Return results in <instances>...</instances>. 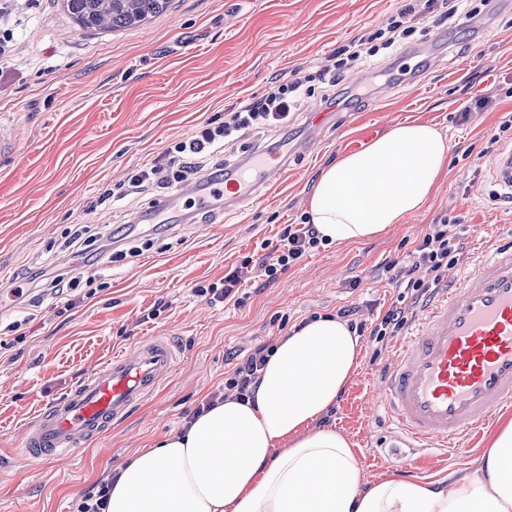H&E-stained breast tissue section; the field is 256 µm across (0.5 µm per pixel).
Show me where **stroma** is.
Masks as SVG:
<instances>
[{"instance_id":"obj_1","label":"stroma","mask_w":512,"mask_h":512,"mask_svg":"<svg viewBox=\"0 0 512 512\" xmlns=\"http://www.w3.org/2000/svg\"><path fill=\"white\" fill-rule=\"evenodd\" d=\"M486 2L473 0L466 25L416 33L404 58L376 57L331 89L315 79L328 53L386 27L404 0H172L143 25L106 32L80 29L62 0H27L0 67V123L15 142L0 162V512H70L135 449L181 428L257 347L352 304L366 320L387 310L399 291L384 266L427 225L456 218L466 268L512 239V204L495 196L478 160L493 135L512 142L499 131L512 119V0L493 12ZM297 71L312 76L311 93L287 128L250 132L224 151L231 162L258 146L286 148L288 169L273 186L235 217L219 208L200 216L186 199L185 219L130 235L129 220L164 195H123L132 169ZM486 95L495 108L478 106ZM318 112L329 113L330 127L314 128ZM405 120L433 124L448 141L446 173L422 211L378 237L320 247L273 282L248 279L241 303L194 293L245 258L261 262L284 225L302 223L325 166ZM82 224L150 247L116 263L104 253L71 256ZM63 258L85 276L86 300L68 309L47 289L13 295L23 276ZM150 336L170 337L178 355L155 395L77 457L46 466L16 454L28 421ZM361 342L356 375L316 422L352 440L360 485L475 471L495 423L467 434L460 454L392 452L397 439L373 377L398 339Z\"/></svg>"}]
</instances>
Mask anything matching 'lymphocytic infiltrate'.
I'll list each match as a JSON object with an SVG mask.
<instances>
[{
    "mask_svg": "<svg viewBox=\"0 0 512 512\" xmlns=\"http://www.w3.org/2000/svg\"><path fill=\"white\" fill-rule=\"evenodd\" d=\"M420 20L418 0H408L386 28L366 33L351 45L334 50L319 70V77L333 82L350 67L366 63L379 53H396L417 33ZM306 83L303 77L275 82L257 100L226 113L223 122L210 121L201 125L186 140L167 148L153 163L132 171L127 178L130 187L136 190L151 186L168 188L191 179L204 169L209 170L211 177L223 176V166L209 167V160L223 152L225 145L233 142L242 130L287 124L291 112L301 105ZM319 245V234L314 225H286L279 244L261 264L264 276L270 280L278 278ZM464 256L462 240L450 234L447 224L429 225L416 237L413 249L406 256L390 261L387 266L392 283L407 291L408 300H396L382 316L369 323L358 320L360 308L356 305L340 309L338 315L356 334H370L375 341L398 335L408 322L411 308L425 303L432 285L440 284L445 271L457 265ZM271 351V346L264 345L252 352L234 368L222 388L206 399V406H214L230 396L243 398L250 385L257 382Z\"/></svg>",
    "mask_w": 512,
    "mask_h": 512,
    "instance_id": "f902f5d3",
    "label": "lymphocytic infiltrate"
}]
</instances>
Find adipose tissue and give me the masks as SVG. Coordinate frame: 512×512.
I'll use <instances>...</instances> for the list:
<instances>
[{
  "label": "adipose tissue",
  "instance_id": "ef3b65f1",
  "mask_svg": "<svg viewBox=\"0 0 512 512\" xmlns=\"http://www.w3.org/2000/svg\"><path fill=\"white\" fill-rule=\"evenodd\" d=\"M448 157L436 126L400 121L322 169L306 213L327 244L405 223L433 197ZM359 336L318 317L281 338L250 398L225 399L184 430L138 449L106 512H512V416H501L473 473L387 477L356 491L352 441L314 423L362 360Z\"/></svg>",
  "mask_w": 512,
  "mask_h": 512
}]
</instances>
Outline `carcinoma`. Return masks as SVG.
<instances>
[{"instance_id":"obj_1","label":"carcinoma","mask_w":512,"mask_h":512,"mask_svg":"<svg viewBox=\"0 0 512 512\" xmlns=\"http://www.w3.org/2000/svg\"><path fill=\"white\" fill-rule=\"evenodd\" d=\"M171 0H63L73 20L86 31L141 25L167 10Z\"/></svg>"}]
</instances>
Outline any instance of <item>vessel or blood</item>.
<instances>
[{
  "mask_svg": "<svg viewBox=\"0 0 512 512\" xmlns=\"http://www.w3.org/2000/svg\"><path fill=\"white\" fill-rule=\"evenodd\" d=\"M278 150L253 151L223 183L194 181L159 199L134 224L177 222L181 201L223 202L225 214L252 203L288 168ZM489 178L512 201V144L488 164ZM168 337L134 345L86 376L30 421L20 453L37 464L78 454L114 421L151 396L173 373ZM379 404L407 448L427 441L458 448L462 436L512 404V241L469 269L454 271L417 312L377 381Z\"/></svg>",
  "mask_w": 512,
  "mask_h": 512,
  "instance_id": "obj_1",
  "label": "vessel or blood"
}]
</instances>
